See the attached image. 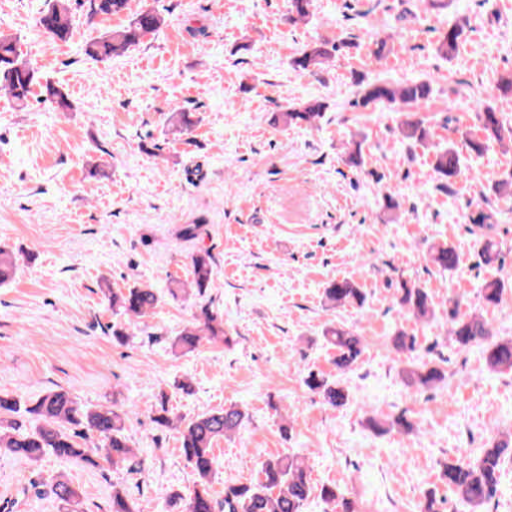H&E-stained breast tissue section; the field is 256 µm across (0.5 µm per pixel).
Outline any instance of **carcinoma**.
Returning <instances> with one entry per match:
<instances>
[{"label": "carcinoma", "mask_w": 512, "mask_h": 512, "mask_svg": "<svg viewBox=\"0 0 512 512\" xmlns=\"http://www.w3.org/2000/svg\"><path fill=\"white\" fill-rule=\"evenodd\" d=\"M88 14L112 16L127 10L129 0H86ZM313 0H288L291 21H304L311 14ZM166 23L165 16L156 10H142L131 16L128 23L105 35L86 43L84 55L95 61L120 56L139 44L148 34L160 30ZM39 29L59 41L70 38L73 19L69 0H52L49 8L37 20ZM468 22L458 19L448 29L438 32L434 43L436 54L442 58L453 56L465 37ZM341 46L328 41H317L307 45L292 60V65L305 71H313L324 64ZM40 90L44 100L61 110L71 109L68 94L44 76L18 46L16 38L0 33V90L5 91L16 107L29 105L34 90ZM434 96L432 81L427 78H410L400 83L383 80L357 81V90L352 107L359 112H374L384 105L407 106L430 102ZM326 105L318 100L303 105H292L279 113L276 122L286 126L311 127L322 117ZM484 139L465 138L469 152L483 154L486 143L503 142L512 137V129L505 126L503 116L487 104L478 113ZM172 131L184 133L194 126L191 113L177 109L167 118ZM402 138L423 143L430 130L423 121L407 114L400 124ZM440 187L450 188L462 175L460 152L453 146L436 152L433 163ZM467 223L480 231L477 240L478 255L485 264H504L502 252L489 235L497 223V212L488 197L466 215ZM433 263L451 270L459 265V256L448 245L432 247ZM18 259L16 254L0 246V285L16 276ZM214 271L210 252L199 249L191 255V280L181 288L200 298L207 294L213 283ZM506 292L505 282L495 279L481 285V297L487 306L498 305ZM325 295L334 306L361 305L364 295L350 280H333ZM112 312L126 316L131 321L142 320L158 307L161 296L155 289L133 286L124 291L110 292ZM400 304L416 318L424 319L433 313L431 297L421 288L401 284ZM459 301L448 307L453 342L461 350L475 344L482 346L486 368L491 372L512 369V339L496 340L488 321L481 314H460ZM224 340V317L209 304L200 305V313L172 340V349L189 354L197 351L203 339ZM327 342L336 349V368L346 371L353 367L363 352L362 339L354 333L330 328L325 332ZM393 349L399 355L413 353L416 339L402 332L393 340ZM407 382L418 389H430L445 378L437 366L423 362L405 371ZM309 390L324 396L333 406H342L347 401L343 388L321 375L311 373L305 379ZM246 414L236 405L202 413L190 420L174 415L166 405L154 421L162 428L177 429L180 433V451L195 475L194 488L188 498L176 494L171 497L169 507L181 506V512H302L309 498L312 485L305 461L295 455H279L266 460L260 466L256 478L246 482L224 485V499L217 500L211 493V480L216 471L214 444L231 436L243 424ZM369 427L386 433L396 430L408 434L415 423L400 416L389 422L368 419ZM8 454L20 460L35 462L51 454L58 458L81 461L97 467L100 462L114 466L133 462L135 457L132 441L126 433L122 414L109 408H91L79 404L63 390H49L36 399H24L18 395L0 392V454ZM512 453L509 440H490V447L483 450L475 462L448 464L442 478L448 482L461 498L475 508L489 503L499 490L501 472L507 455ZM50 493L57 501V512H81L82 493L72 483L60 476L50 485ZM321 500L331 510L341 507V512H356L354 503L342 496L334 486H322ZM110 512H143L136 499L117 485H112Z\"/></svg>", "instance_id": "obj_1"}]
</instances>
